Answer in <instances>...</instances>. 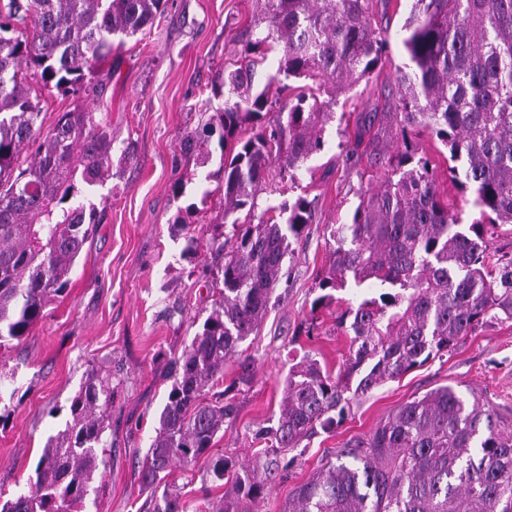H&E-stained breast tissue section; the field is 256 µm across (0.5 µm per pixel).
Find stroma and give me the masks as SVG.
<instances>
[{"label":"stroma","mask_w":512,"mask_h":512,"mask_svg":"<svg viewBox=\"0 0 512 512\" xmlns=\"http://www.w3.org/2000/svg\"><path fill=\"white\" fill-rule=\"evenodd\" d=\"M412 0H389L376 14L389 40L380 71L340 95L325 130V148L297 179L274 175L258 199L259 209L279 208L297 196L314 200L312 224L293 240L285 260L288 286L267 313L258 336L242 345L253 360L248 383L238 381L236 361L207 391L208 401L233 396L238 417L189 470L171 478L188 512L203 498L223 496L212 462L224 456L247 464L258 447L252 435L276 422L288 370L296 351L306 350L330 367L348 353L349 339L336 325L356 290L339 293L330 306L312 310L316 276L328 257L329 225L349 222L359 203L362 166L347 157L344 131L358 113L383 112L397 99L395 76L408 61L403 25ZM255 11L254 0H168L150 33L112 53L114 75L102 96H62L29 76L43 107V127L59 113L83 107L109 114L112 177L97 194L107 197L102 222L89 237L71 274V285L45 310L30 335L0 347V495L27 493L41 450L63 430L71 399L90 374L112 381V408L104 421L108 448L90 484L84 512H145L139 465L158 426L172 381L170 360L188 345L209 315L221 276L204 247L211 234H229L214 223L219 198L213 190L221 156L218 135L209 138L210 158L200 162L180 153L181 142L202 132L224 106L213 96L218 72L233 70L241 40ZM132 150L123 160L124 150ZM460 224H470L474 190H459L449 179L448 151L436 136L416 138ZM193 208L190 229L173 224ZM474 391L498 417L512 422V321H490L462 337L455 349L427 360L400 380L353 400L334 432H317L287 450L288 466L265 479L260 512H283L295 487L323 459L352 439L371 434L403 403L445 384Z\"/></svg>","instance_id":"35a3bbf8"}]
</instances>
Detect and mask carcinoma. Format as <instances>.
Segmentation results:
<instances>
[{"mask_svg": "<svg viewBox=\"0 0 512 512\" xmlns=\"http://www.w3.org/2000/svg\"><path fill=\"white\" fill-rule=\"evenodd\" d=\"M257 18L234 70L211 87L224 97L216 114L222 158L214 192L223 206L206 249L224 258L223 288L210 315L170 360L173 383L159 428L142 461L152 512H186L178 490L162 484L176 464L190 466L238 416L231 397L210 405L204 394L224 364L255 336L283 277L291 245L314 219L299 195L256 215L274 164L296 172L325 147L330 106L372 77L388 56L373 18L374 0H256ZM167 0H0V346L20 340L67 290L75 260L100 223L83 188L112 176V126L84 108L62 113L42 132V106L25 88L32 67L64 96L103 91L112 48L151 30ZM403 30L408 70H397L394 112H362L348 136L352 151L384 180L361 192L351 221L334 224L329 267L311 312L335 302L348 282L369 296L338 316L350 336L337 374L310 355L289 370L275 424L258 428L265 445L251 465L220 457L214 479L229 485L208 512L260 500L258 471L278 466L321 429L332 432L351 401L431 357L492 320H512V257L488 266L492 239L512 224V0H413ZM280 54L276 74L254 90L257 68ZM290 79L319 80L317 92L288 93ZM278 108L276 117L240 138ZM434 134L448 149L451 182L475 189L478 217L468 229L442 200L414 137ZM402 143L397 153L390 143ZM34 151L25 159L21 154ZM180 151L209 158L206 140ZM246 212L248 221L238 214ZM112 408L109 381L92 374L72 398L64 431L43 448L27 494L0 512H81ZM162 495H157L158 489ZM286 512H512V426L477 395L443 385L402 404L365 439L326 457L294 488Z\"/></svg>", "mask_w": 512, "mask_h": 512, "instance_id": "cac0c4a2", "label": "carcinoma"}]
</instances>
